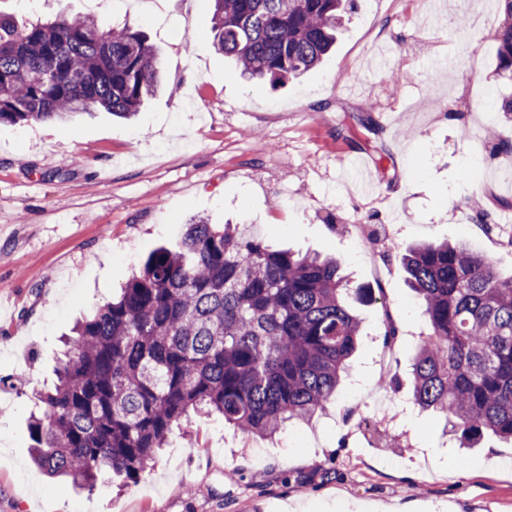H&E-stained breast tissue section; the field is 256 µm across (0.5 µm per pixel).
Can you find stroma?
I'll return each instance as SVG.
<instances>
[{"instance_id":"1","label":"stroma","mask_w":512,"mask_h":512,"mask_svg":"<svg viewBox=\"0 0 512 512\" xmlns=\"http://www.w3.org/2000/svg\"><path fill=\"white\" fill-rule=\"evenodd\" d=\"M65 6L143 31L164 86L129 121L96 108L0 124V512H512V444L460 447L442 417L408 402L413 339L430 327L402 261L420 240L464 241L512 277V250L471 220L478 202L489 223L512 220V154L495 148L512 140L493 77L498 0H354L321 65L277 87L214 49L213 0ZM354 160L371 174L362 194L340 175ZM201 217L335 256L371 290L347 383L322 416L272 440L193 417L121 490L48 476L28 419L63 335ZM360 224L382 226L378 253L361 246ZM385 397L406 402L400 427L337 423Z\"/></svg>"}]
</instances>
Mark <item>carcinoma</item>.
Here are the masks:
<instances>
[{"instance_id":"cac0c4a2","label":"carcinoma","mask_w":512,"mask_h":512,"mask_svg":"<svg viewBox=\"0 0 512 512\" xmlns=\"http://www.w3.org/2000/svg\"><path fill=\"white\" fill-rule=\"evenodd\" d=\"M18 24L0 13V124L63 121L99 107L139 110L161 53L129 24L72 15ZM213 46L252 78L285 83L336 42L344 0H214ZM497 75L512 81V0ZM431 333L415 347L411 399L444 415L464 448L512 442V277L463 244L403 258ZM332 258L275 250L238 224L190 225L117 297L76 322L29 420L35 463L78 489L138 483L182 421L219 414L245 440L309 420L336 398L360 319Z\"/></svg>"}]
</instances>
